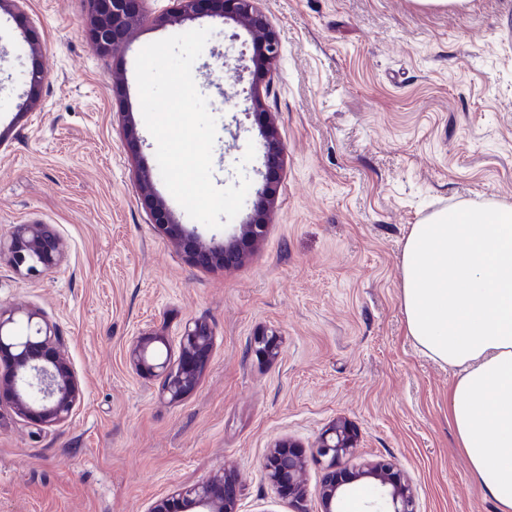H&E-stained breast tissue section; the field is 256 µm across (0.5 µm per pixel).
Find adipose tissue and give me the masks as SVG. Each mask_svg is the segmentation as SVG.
<instances>
[{
    "label": "adipose tissue",
    "mask_w": 512,
    "mask_h": 512,
    "mask_svg": "<svg viewBox=\"0 0 512 512\" xmlns=\"http://www.w3.org/2000/svg\"><path fill=\"white\" fill-rule=\"evenodd\" d=\"M408 335L459 371L448 408L472 475L512 512V204L441 209L404 244Z\"/></svg>",
    "instance_id": "obj_1"
}]
</instances>
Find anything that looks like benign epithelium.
Masks as SVG:
<instances>
[{
	"label": "benign epithelium",
	"instance_id": "obj_1",
	"mask_svg": "<svg viewBox=\"0 0 512 512\" xmlns=\"http://www.w3.org/2000/svg\"><path fill=\"white\" fill-rule=\"evenodd\" d=\"M257 0H176L174 14L204 15L244 20L253 34L252 63L255 72L270 71L280 55V46ZM141 0H90V36L102 52L125 41L139 19ZM247 115L262 126L265 172L257 191L251 221L240 225L238 235L221 246H209L198 237L186 234L173 223L165 203L154 194L149 172L139 177L142 199L149 206L154 223L166 230L187 257L201 266L238 262L264 235L266 212L274 203L283 169L284 147L271 121L259 91L251 90ZM63 257L61 240L50 224H19L9 241H0V262L30 276L56 268ZM19 310L0 307V400H7L15 413L39 428L64 423L79 404L82 388L79 377L60 352L55 326L37 311L26 312L28 333L18 335L13 326ZM215 342L210 324L204 320L187 323L179 338L176 361L160 359L156 345L169 347V341L152 329L136 337L128 352L131 368L145 378H160L159 393L172 403L181 401L199 383L207 369ZM256 352L277 353L278 337L261 332L254 338ZM355 441L350 426L337 421L319 437L312 461L325 467L320 488L321 512H346L344 504L349 485L366 479L375 494L363 502L364 512H417L415 497L399 470L385 461H371L349 474L342 467L351 455ZM306 460L290 444H276L264 462L267 480L273 485L298 487ZM234 512L231 489L224 486V474L216 473L193 486L180 488L172 496L157 501L151 512Z\"/></svg>",
	"mask_w": 512,
	"mask_h": 512
}]
</instances>
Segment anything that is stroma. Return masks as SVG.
I'll use <instances>...</instances> for the list:
<instances>
[{
	"mask_svg": "<svg viewBox=\"0 0 512 512\" xmlns=\"http://www.w3.org/2000/svg\"><path fill=\"white\" fill-rule=\"evenodd\" d=\"M172 6L144 0L109 53L88 36V0L0 9V238L51 224L64 245L47 274L0 265V305L55 324L83 390L66 423L42 430L0 404V512H149L218 472L237 512H320L322 466L308 463L295 502L263 464L279 441L310 455L338 420L356 434L344 467L396 464L418 512H497L448 420L456 369L407 334L400 265L412 225L431 213L512 204V0H259L280 44L260 87L284 162L263 238L227 267L188 260L154 224L138 175L149 170L172 220L206 242L237 232L256 197L220 229L188 216L162 180L135 61L149 43L210 29L192 74L217 121L212 180L254 182L250 82L229 73L252 34L206 16L159 23ZM194 319L215 346L196 389L171 403L128 351L145 329L177 346ZM263 330L278 337L276 356L255 351Z\"/></svg>",
	"mask_w": 512,
	"mask_h": 512,
	"instance_id": "35a3bbf8",
	"label": "stroma"
}]
</instances>
